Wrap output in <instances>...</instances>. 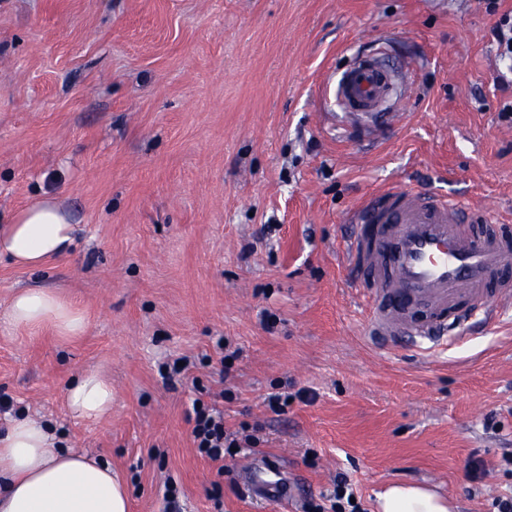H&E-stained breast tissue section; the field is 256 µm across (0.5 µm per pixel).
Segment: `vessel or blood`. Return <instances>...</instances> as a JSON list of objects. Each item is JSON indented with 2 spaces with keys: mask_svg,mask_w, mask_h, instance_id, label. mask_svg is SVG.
Returning a JSON list of instances; mask_svg holds the SVG:
<instances>
[{
  "mask_svg": "<svg viewBox=\"0 0 512 512\" xmlns=\"http://www.w3.org/2000/svg\"><path fill=\"white\" fill-rule=\"evenodd\" d=\"M395 89L391 70L361 57L342 70L334 84L337 104L371 121ZM348 243L353 265L369 270L360 283L371 297L365 318L371 343L385 345L404 336L420 353L447 348L449 338L471 332L465 299L479 301L483 321L498 322L489 283L498 297L512 298V282L495 281L512 267V236L489 232L485 211L463 201L413 189L373 194L354 212Z\"/></svg>",
  "mask_w": 512,
  "mask_h": 512,
  "instance_id": "1",
  "label": "vessel or blood"
}]
</instances>
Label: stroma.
Masks as SVG:
<instances>
[{
	"label": "stroma",
	"mask_w": 512,
	"mask_h": 512,
	"mask_svg": "<svg viewBox=\"0 0 512 512\" xmlns=\"http://www.w3.org/2000/svg\"><path fill=\"white\" fill-rule=\"evenodd\" d=\"M512 0H0V212L56 195L72 251L41 270L0 261V315L19 287L59 289L89 326L0 330V397L126 479L129 512H304L337 471L365 512L390 483L425 482L457 512L512 488V302L498 328L433 356L381 350L344 243L376 191L462 197L512 235V123L491 34ZM380 54L397 80L370 126L336 111L335 74ZM224 349H217V339ZM233 355L230 376L221 355ZM181 357L186 375L160 366ZM112 414L72 417L85 369ZM303 391L285 412L271 392ZM217 401L255 447L217 463L187 418ZM497 412L495 430L484 428ZM481 457L490 471L470 481ZM287 500L255 495L258 462Z\"/></svg>",
	"instance_id": "obj_1"
}]
</instances>
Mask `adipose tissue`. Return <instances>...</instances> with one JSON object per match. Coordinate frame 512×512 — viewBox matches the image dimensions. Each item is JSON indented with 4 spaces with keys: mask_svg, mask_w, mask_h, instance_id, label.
Instances as JSON below:
<instances>
[{
    "mask_svg": "<svg viewBox=\"0 0 512 512\" xmlns=\"http://www.w3.org/2000/svg\"><path fill=\"white\" fill-rule=\"evenodd\" d=\"M75 225L53 195L0 215V259L40 269L68 255ZM9 326L52 328L62 337L83 334L85 311L51 288H20L11 296ZM65 401L75 416L95 421L112 410V385L90 370L67 383ZM51 430L26 416L0 430V512H127L128 485L111 465L89 453L56 448ZM380 512H452L449 497L416 484H393L377 496Z\"/></svg>",
    "mask_w": 512,
    "mask_h": 512,
    "instance_id": "adipose-tissue-1",
    "label": "adipose tissue"
}]
</instances>
